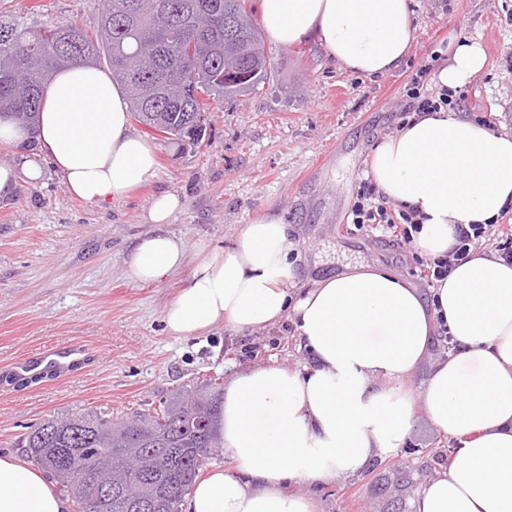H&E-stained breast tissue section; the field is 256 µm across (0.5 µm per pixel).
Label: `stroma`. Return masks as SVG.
I'll return each instance as SVG.
<instances>
[{"instance_id":"stroma-1","label":"stroma","mask_w":512,"mask_h":512,"mask_svg":"<svg viewBox=\"0 0 512 512\" xmlns=\"http://www.w3.org/2000/svg\"><path fill=\"white\" fill-rule=\"evenodd\" d=\"M410 7V52L382 76L343 69L311 36L291 46L266 41L273 83L211 102L199 147L155 138L157 175L131 196L83 202L48 165L40 182L19 180L0 198V454L25 456L18 440L51 417L105 410L126 419L212 375L310 365L287 319L191 338L167 331L164 309L188 271L149 284L127 275L130 250L151 230L146 212L156 194L180 197L168 229L188 255L204 242L231 244L241 225L276 215L295 243L298 287L370 264L428 295L412 258L396 261L373 235L347 233L355 191L375 146L395 131L405 84L441 44L481 41L487 65L465 85L463 110L492 113L497 131L512 134V0H410ZM0 14L48 27L96 24L93 0H0ZM72 342L95 357L68 377L5 373L25 354ZM247 346L254 355L244 354ZM454 445L420 413L405 443L358 478L309 493L319 512H414L417 489Z\"/></svg>"}]
</instances>
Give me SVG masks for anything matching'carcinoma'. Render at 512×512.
<instances>
[{"label":"carcinoma","instance_id":"1","mask_svg":"<svg viewBox=\"0 0 512 512\" xmlns=\"http://www.w3.org/2000/svg\"><path fill=\"white\" fill-rule=\"evenodd\" d=\"M94 34L79 23L39 27L0 16V119L26 129L36 145L35 119L43 91L64 64L105 60L123 86L133 118L151 132L192 146L202 143L209 101L254 92L274 77V67L247 0H95ZM154 56L148 71L133 69L143 52ZM223 387L211 377L201 387L177 392L153 411L116 420L87 412L51 417L21 441L31 459L70 493L74 512H132L116 495L105 508L78 486L73 456L111 449L105 483L123 481L135 491L139 476L126 473L131 448L148 454L144 471L153 483L176 482L162 512H182L204 462L220 450L218 421ZM198 397L209 427L192 425L184 402Z\"/></svg>","mask_w":512,"mask_h":512}]
</instances>
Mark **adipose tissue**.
<instances>
[{
  "label": "adipose tissue",
  "instance_id": "1",
  "mask_svg": "<svg viewBox=\"0 0 512 512\" xmlns=\"http://www.w3.org/2000/svg\"><path fill=\"white\" fill-rule=\"evenodd\" d=\"M261 23L281 45L315 36L329 57L368 76L397 69L413 40L408 0H262ZM485 65L481 42L463 38L434 80L455 89ZM39 128L46 161L85 202L129 196L156 175L153 147L130 128L123 88L95 66L56 73ZM368 176L416 210L415 246L435 258L447 254L456 225L486 223L512 200V135L433 112L384 138ZM180 206L170 192L151 201L155 230L127 262L142 283L190 267L164 309L168 332L259 330L288 316L313 360L301 371L272 365L231 377L220 428L229 465L197 480L184 512H319L296 485L356 478L373 456L404 444L419 411L456 446L417 490L415 512H512V265L477 252L427 298L369 266L299 288L281 218L242 225L231 246L205 244L191 263L164 229ZM441 320L463 351L437 359L412 392ZM69 510L44 472L0 456V512Z\"/></svg>",
  "mask_w": 512,
  "mask_h": 512
}]
</instances>
